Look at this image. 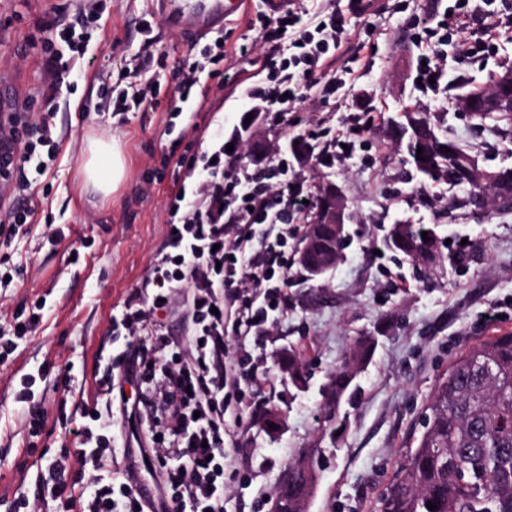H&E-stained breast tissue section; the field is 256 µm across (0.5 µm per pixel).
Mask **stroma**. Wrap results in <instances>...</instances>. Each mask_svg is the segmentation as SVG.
I'll list each match as a JSON object with an SVG mask.
<instances>
[{
    "mask_svg": "<svg viewBox=\"0 0 512 512\" xmlns=\"http://www.w3.org/2000/svg\"><path fill=\"white\" fill-rule=\"evenodd\" d=\"M65 0H0V81L14 94L11 109L34 101L40 86L39 56L32 48L43 20ZM106 26L90 48L98 68H111L112 89L127 86L125 60H147L158 74L159 107L153 112L94 111L97 87L78 79L67 105L54 121L62 133L58 172L51 181L44 216L29 233L0 242V332L9 331L17 309L45 299L43 325L18 340L0 361V512L15 495L38 498L49 482V458L70 447L66 418L78 405H93L99 356L110 354L109 323L117 306L148 276L170 220L167 204L174 178L170 156L201 153L217 129H232L251 102L242 88H210L197 112L166 111L176 83L173 65L199 61L212 39L191 40L173 30L156 0H102ZM454 0H371L364 14L347 19V39L357 60L351 81L329 100H306L296 126L259 122V136L286 162V174L266 181L281 198L292 178L310 195L336 183L349 200L350 244L324 280H308L299 266L288 277V310L268 318L261 339H230L233 354H249L258 377L240 407V423L224 442V512H269L277 482L304 448L323 450L318 485L308 512H376L393 472L402 463L421 414L438 379L462 351L501 331H512V211L480 214L459 207L464 192L446 183L424 181L405 160L404 148L385 135L400 110L431 112L448 137L462 144L479 169L512 167V145L492 131V120L470 119L458 106L471 89L512 69V0H501L493 26L469 21L472 43L493 39L495 51L478 60L449 55L431 91L417 84V62L426 46L409 20L442 19ZM260 9L251 0L245 15L225 25L224 66L247 84L269 89L275 78L263 69L256 23ZM151 30H144V22ZM249 53L239 54L240 45ZM91 104L88 112L80 103ZM380 112L363 136L351 134L360 111ZM200 124L195 139L179 138L186 125ZM331 129L343 140L330 165L316 155L295 156L293 140L311 128ZM116 140L124 153L126 177L110 197L87 185L83 165L92 140ZM436 225L444 256L468 253L467 265L444 263L420 280L409 262L383 248L395 223ZM63 237L50 241L49 228ZM375 339L360 391L344 404L340 436H333L321 388L343 366L355 342ZM301 354L308 380L300 386L285 368L289 352ZM48 370L37 383L36 400L45 415L38 436L28 429V409L14 394L23 375ZM283 419L277 433L263 430L269 410Z\"/></svg>",
    "mask_w": 512,
    "mask_h": 512,
    "instance_id": "stroma-1",
    "label": "stroma"
}]
</instances>
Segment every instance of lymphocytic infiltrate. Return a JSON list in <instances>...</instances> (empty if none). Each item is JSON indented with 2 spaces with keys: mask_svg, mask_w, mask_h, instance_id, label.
I'll return each instance as SVG.
<instances>
[{
  "mask_svg": "<svg viewBox=\"0 0 512 512\" xmlns=\"http://www.w3.org/2000/svg\"><path fill=\"white\" fill-rule=\"evenodd\" d=\"M496 0H455L448 9V31L463 54L477 49L463 36L467 19L491 17ZM345 13L335 0L309 11L304 0H291L287 13L264 17L260 40L269 54L266 67L278 74L269 91L248 88L254 117L287 121L309 92L332 97L344 80L325 56L340 48ZM99 0H82L74 20L54 15L38 44L42 71L38 113L11 112L0 121V236L15 237L34 223L44 178L55 167L62 140L54 122L61 90L70 75L92 74L99 83V111L152 109L154 81L144 65L126 70L128 86L112 93L111 71L95 69L88 53L100 29ZM178 101L196 111L194 91L202 79L225 83L229 73L206 70L204 64L181 63ZM248 124L230 134L216 132L199 156H181L176 166L196 177L193 189L178 186L172 196V218L162 251L149 277L113 315L111 333L122 342L97 386L96 406L84 410L76 424L77 445L54 458L55 480L47 490L64 512H145L136 482L112 469L110 432L115 413L138 417L145 426L141 451L146 467L164 480L160 512H224V438L239 414L230 401H243L241 378L226 338L231 333H262L270 312L288 308L291 262L283 243L302 235L304 225L289 223L287 210L304 208L302 183H293L282 208H274L256 175L240 162L239 150ZM274 228L273 242L256 243L254 225ZM181 306L189 336L181 343L170 336L158 315ZM137 385L136 398L113 400L124 383Z\"/></svg>",
  "mask_w": 512,
  "mask_h": 512,
  "instance_id": "obj_1",
  "label": "lymphocytic infiltrate"
}]
</instances>
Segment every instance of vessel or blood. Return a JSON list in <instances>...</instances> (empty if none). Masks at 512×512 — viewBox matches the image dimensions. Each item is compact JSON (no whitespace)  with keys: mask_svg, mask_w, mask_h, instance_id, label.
I'll return each instance as SVG.
<instances>
[{"mask_svg":"<svg viewBox=\"0 0 512 512\" xmlns=\"http://www.w3.org/2000/svg\"><path fill=\"white\" fill-rule=\"evenodd\" d=\"M245 3L246 0H159L158 8L170 27L202 40L221 32Z\"/></svg>","mask_w":512,"mask_h":512,"instance_id":"obj_1","label":"vessel or blood"}]
</instances>
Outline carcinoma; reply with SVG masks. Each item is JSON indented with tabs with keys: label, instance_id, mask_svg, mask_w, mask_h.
<instances>
[{
	"label": "carcinoma",
	"instance_id": "obj_1",
	"mask_svg": "<svg viewBox=\"0 0 512 512\" xmlns=\"http://www.w3.org/2000/svg\"><path fill=\"white\" fill-rule=\"evenodd\" d=\"M419 118L433 131L424 138L421 175L453 187L468 184L459 204L477 208L489 186L470 181L458 168L469 153L439 132L429 113ZM373 348V337H362L327 385L340 383L346 370L360 371ZM421 427L378 512H512V332L455 357L437 383ZM429 501L437 508H427Z\"/></svg>",
	"mask_w": 512,
	"mask_h": 512
}]
</instances>
